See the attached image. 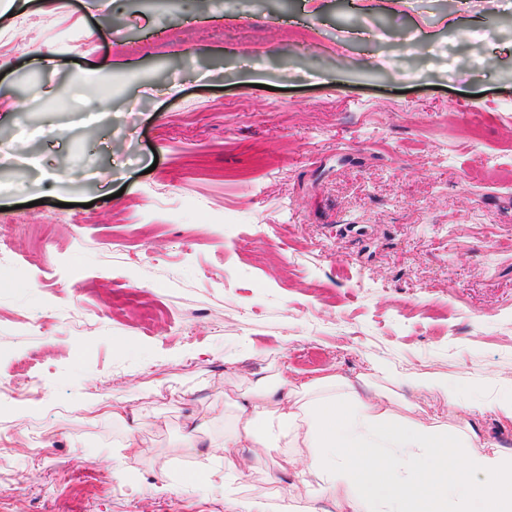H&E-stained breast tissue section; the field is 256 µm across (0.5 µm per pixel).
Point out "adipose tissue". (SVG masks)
<instances>
[{"label": "adipose tissue", "mask_w": 512, "mask_h": 512, "mask_svg": "<svg viewBox=\"0 0 512 512\" xmlns=\"http://www.w3.org/2000/svg\"><path fill=\"white\" fill-rule=\"evenodd\" d=\"M339 383L330 372L256 386L224 437L225 483L258 466L234 456L245 445L278 454L281 469L298 472L315 495L336 498L341 512H512V459L489 449L473 425L452 433L395 414L382 394L338 396ZM294 448L307 450L305 469ZM461 448L470 451L462 461Z\"/></svg>", "instance_id": "adipose-tissue-1"}]
</instances>
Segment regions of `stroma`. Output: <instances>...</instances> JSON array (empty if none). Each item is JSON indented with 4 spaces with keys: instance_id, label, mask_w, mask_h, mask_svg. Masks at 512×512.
<instances>
[{
    "instance_id": "35a3bbf8",
    "label": "stroma",
    "mask_w": 512,
    "mask_h": 512,
    "mask_svg": "<svg viewBox=\"0 0 512 512\" xmlns=\"http://www.w3.org/2000/svg\"><path fill=\"white\" fill-rule=\"evenodd\" d=\"M328 371L512 396V7L0 0V512H224L237 402Z\"/></svg>"
}]
</instances>
